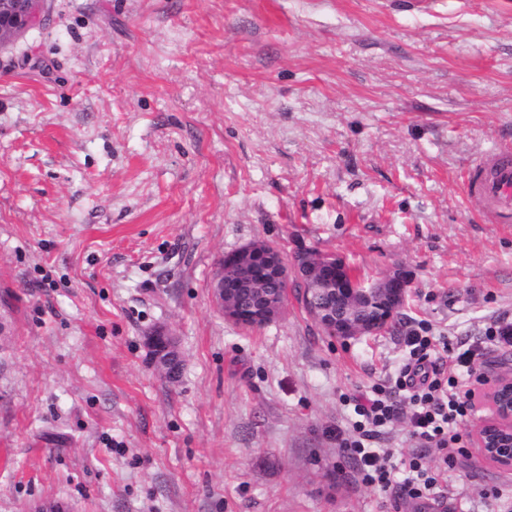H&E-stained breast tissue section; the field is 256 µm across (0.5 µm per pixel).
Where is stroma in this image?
<instances>
[{
    "mask_svg": "<svg viewBox=\"0 0 512 512\" xmlns=\"http://www.w3.org/2000/svg\"><path fill=\"white\" fill-rule=\"evenodd\" d=\"M507 143L512 0H38L0 44V512H512L478 452L418 504L336 443L418 324L512 319V224L465 194ZM256 240L407 300L343 341L294 278L240 327L211 284ZM150 356L160 370H166L178 359V352L173 338L163 328L156 329L147 338Z\"/></svg>",
    "mask_w": 512,
    "mask_h": 512,
    "instance_id": "stroma-1",
    "label": "stroma"
}]
</instances>
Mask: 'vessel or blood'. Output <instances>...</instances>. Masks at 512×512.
I'll list each match as a JSON object with an SVG mask.
<instances>
[{"instance_id": "obj_1", "label": "vessel or blood", "mask_w": 512, "mask_h": 512, "mask_svg": "<svg viewBox=\"0 0 512 512\" xmlns=\"http://www.w3.org/2000/svg\"><path fill=\"white\" fill-rule=\"evenodd\" d=\"M468 195L488 224H512V147L482 155L466 181Z\"/></svg>"}]
</instances>
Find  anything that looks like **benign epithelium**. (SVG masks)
<instances>
[{
    "label": "benign epithelium",
    "instance_id": "7a95c632",
    "mask_svg": "<svg viewBox=\"0 0 512 512\" xmlns=\"http://www.w3.org/2000/svg\"><path fill=\"white\" fill-rule=\"evenodd\" d=\"M37 0H0V43L4 38L20 31L36 20L35 3ZM309 249L300 248L289 258L279 248L267 242H251L236 250L224 254L221 267L218 268L213 296L224 317L244 326H263L277 319L284 308L287 296L284 291H259L254 284L269 278L272 267L278 263L288 270L299 269L301 263L308 261ZM345 262L336 257L325 259L323 278L316 284L306 282V291L301 301L307 307L311 317L330 336L348 339L356 336L377 335L384 332L390 323L385 316L377 321H356L354 317L336 316L328 308L315 300L319 293L335 294L341 298L359 295L369 302L379 300L390 313L397 312L404 304L408 279L401 272L386 277L391 292L373 284L369 287L354 279L349 283L336 281V267ZM233 268L237 274L227 277L224 268ZM259 301L255 306H244L243 296ZM150 356L160 370L167 369L178 359L173 338L162 328L156 329L147 338ZM478 400L488 414L477 419L473 441L481 457L497 467L512 470V376L502 375L488 381L478 388Z\"/></svg>",
    "mask_w": 512,
    "mask_h": 512
}]
</instances>
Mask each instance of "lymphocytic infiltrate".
<instances>
[{
  "instance_id": "lymphocytic-infiltrate-1",
  "label": "lymphocytic infiltrate",
  "mask_w": 512,
  "mask_h": 512,
  "mask_svg": "<svg viewBox=\"0 0 512 512\" xmlns=\"http://www.w3.org/2000/svg\"><path fill=\"white\" fill-rule=\"evenodd\" d=\"M405 343L409 356L393 390L376 386L371 394L356 397L358 419L351 430L337 433L336 441L352 458L356 481L382 490L395 486L402 496L424 502L441 496L442 468L454 467L465 451L474 364L480 352L441 344L425 326L410 331ZM404 415L418 450L406 460L408 475L399 482L389 452L372 448L369 442ZM428 448L438 451L441 469L426 467L424 451Z\"/></svg>"
}]
</instances>
